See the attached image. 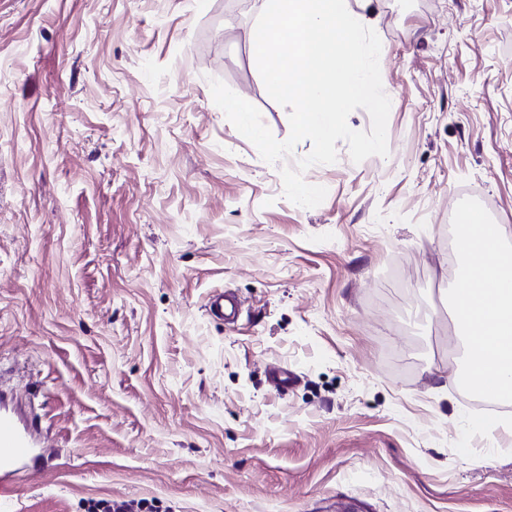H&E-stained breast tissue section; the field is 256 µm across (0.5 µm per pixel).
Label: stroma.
I'll return each instance as SVG.
<instances>
[{
    "instance_id": "stroma-1",
    "label": "stroma",
    "mask_w": 512,
    "mask_h": 512,
    "mask_svg": "<svg viewBox=\"0 0 512 512\" xmlns=\"http://www.w3.org/2000/svg\"><path fill=\"white\" fill-rule=\"evenodd\" d=\"M261 6L0 0V389L58 462L19 512H512V428L458 383L446 237L460 198L512 225V0H349L388 154L337 141L311 209L280 177L311 142L267 163L211 94L288 138ZM206 312L212 318L220 321H233L238 311V302L231 295H224V291H215L208 296L205 305Z\"/></svg>"
}]
</instances>
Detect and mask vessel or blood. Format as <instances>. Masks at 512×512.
<instances>
[{"instance_id":"b4317fda","label":"vessel or blood","mask_w":512,"mask_h":512,"mask_svg":"<svg viewBox=\"0 0 512 512\" xmlns=\"http://www.w3.org/2000/svg\"><path fill=\"white\" fill-rule=\"evenodd\" d=\"M237 311L238 302L233 296L216 291L207 299L206 312L212 318L231 321ZM38 423L33 417L27 424H20L12 412L0 407V512H18L14 491L22 475L50 463L33 438Z\"/></svg>"}]
</instances>
